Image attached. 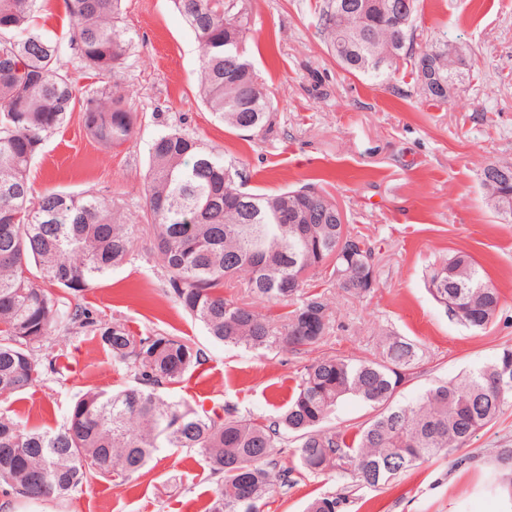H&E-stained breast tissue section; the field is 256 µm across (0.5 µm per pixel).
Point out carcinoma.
Returning a JSON list of instances; mask_svg holds the SVG:
<instances>
[{
    "label": "carcinoma",
    "instance_id": "cac0c4a2",
    "mask_svg": "<svg viewBox=\"0 0 512 512\" xmlns=\"http://www.w3.org/2000/svg\"><path fill=\"white\" fill-rule=\"evenodd\" d=\"M399 0H324L318 26L345 71L383 82L401 56L410 59L419 94L433 106L448 95L426 88L448 85L466 60L448 54V42L413 53L418 0L410 18L394 24ZM200 49L199 84L212 114L231 128L251 132L269 119L271 93L246 54L247 0H174ZM73 26L71 45L82 68L114 74L129 39L121 26V0H64ZM39 0H0V397L42 380L36 345L58 324L92 328L136 385L116 393L90 390L70 408L58 431H26L0 416V485L34 502L64 498L91 479L125 484L162 448L199 451L217 477L208 512H255L276 488L293 485L294 469L277 455L292 435L298 469L319 473L353 467V487L395 481L418 462L461 449L512 402V349L457 379L438 381L416 402L396 406L398 388L420 362L416 346L388 334L372 361L322 356L305 367L294 395L271 419L199 413L162 389L201 365L203 353L167 334L137 336L123 324L101 326L85 309L71 307L38 286L30 268L65 293L80 292L121 265L133 249L137 225L112 201L91 191H51L33 201L29 167L44 136L82 106L86 133L120 147L134 135L136 116L119 90L82 94L56 43L37 28ZM512 210V176L484 184ZM144 218L166 272L168 293L210 336L253 351H308L322 344L332 312L322 293L285 312L238 305L224 298L226 279L242 276L262 302L294 301L288 284L320 269L322 284L351 296L363 287L361 268L375 266V246L336 223V204L308 185L275 194L236 182L224 154L173 129L151 144ZM429 290L450 319L477 331L501 304L469 254L458 251L430 270ZM376 414L352 430L325 422L346 398ZM497 487L512 505V448L496 450ZM348 496L325 494L307 512H339Z\"/></svg>",
    "mask_w": 512,
    "mask_h": 512
}]
</instances>
